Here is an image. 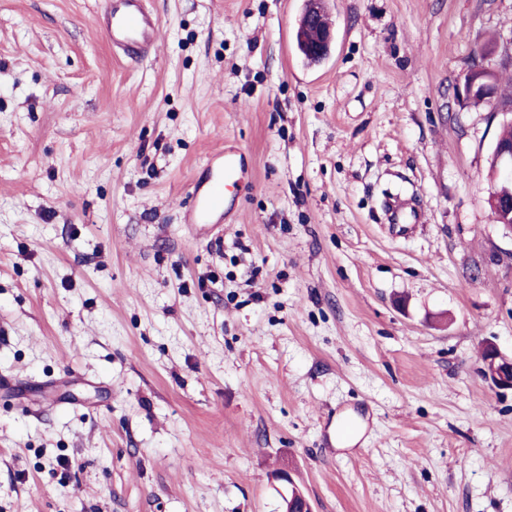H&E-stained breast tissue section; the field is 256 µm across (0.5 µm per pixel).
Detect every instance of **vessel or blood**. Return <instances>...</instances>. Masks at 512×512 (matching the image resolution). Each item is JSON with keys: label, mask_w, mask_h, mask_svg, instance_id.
Segmentation results:
<instances>
[{"label": "vessel or blood", "mask_w": 512, "mask_h": 512, "mask_svg": "<svg viewBox=\"0 0 512 512\" xmlns=\"http://www.w3.org/2000/svg\"><path fill=\"white\" fill-rule=\"evenodd\" d=\"M95 24L113 51L125 56L147 52L154 46L159 29L157 18L147 8L146 0H104ZM207 169V180L193 186L194 202L186 217L187 223L200 227L209 226L218 215L226 212L225 189L239 178L241 155L232 148L216 152L208 161Z\"/></svg>", "instance_id": "1"}]
</instances>
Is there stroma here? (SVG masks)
Instances as JSON below:
<instances>
[{
	"instance_id": "1",
	"label": "stroma",
	"mask_w": 512,
	"mask_h": 512,
	"mask_svg": "<svg viewBox=\"0 0 512 512\" xmlns=\"http://www.w3.org/2000/svg\"><path fill=\"white\" fill-rule=\"evenodd\" d=\"M101 2L0 0V512H281V470L313 512H512V112L455 95L491 41L512 87V0H325L317 64L305 0H149L139 59ZM494 147L497 176L508 174L512 185V124L505 127ZM511 144V145H505ZM206 167L209 171L207 180L193 185L194 202L188 210L186 224L206 227L213 224L218 215L230 211L226 207L230 199L226 197L224 187L226 190L238 181L242 172L241 154L233 148H224L211 156ZM486 202L494 210L504 213L507 222H512V189L509 186L497 187L495 180L490 181ZM481 352L482 374L498 389H512V360L505 358L494 344Z\"/></svg>"
}]
</instances>
